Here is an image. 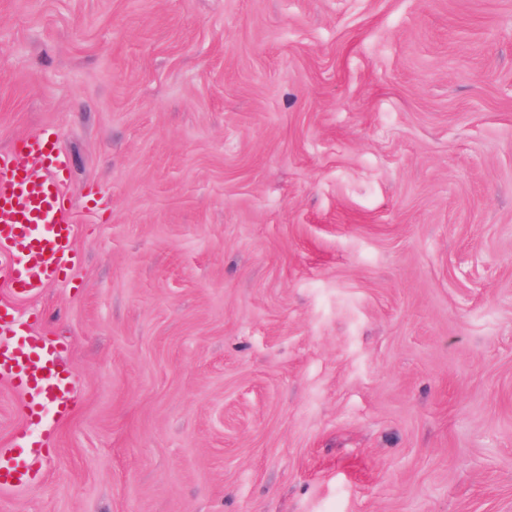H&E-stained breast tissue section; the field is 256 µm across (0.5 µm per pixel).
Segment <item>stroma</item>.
I'll return each mask as SVG.
<instances>
[{
	"label": "stroma",
	"mask_w": 512,
	"mask_h": 512,
	"mask_svg": "<svg viewBox=\"0 0 512 512\" xmlns=\"http://www.w3.org/2000/svg\"><path fill=\"white\" fill-rule=\"evenodd\" d=\"M40 129L81 403L0 380V512H512V0H0ZM41 459V450L34 449L22 464L4 466L0 464V488L31 486L34 482L33 467Z\"/></svg>",
	"instance_id": "1"
}]
</instances>
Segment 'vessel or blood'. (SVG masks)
Masks as SVG:
<instances>
[{
  "instance_id": "vessel-or-blood-1",
  "label": "vessel or blood",
  "mask_w": 512,
  "mask_h": 512,
  "mask_svg": "<svg viewBox=\"0 0 512 512\" xmlns=\"http://www.w3.org/2000/svg\"><path fill=\"white\" fill-rule=\"evenodd\" d=\"M67 158L54 138L38 131L12 151L0 152V283L10 293L30 296L61 282L72 265L75 219L62 191ZM26 396V418L42 420L45 409L64 415L78 403L74 374L51 340L24 337L0 345V376ZM31 453L20 464H0V488L30 486L41 459V439L26 442Z\"/></svg>"
}]
</instances>
